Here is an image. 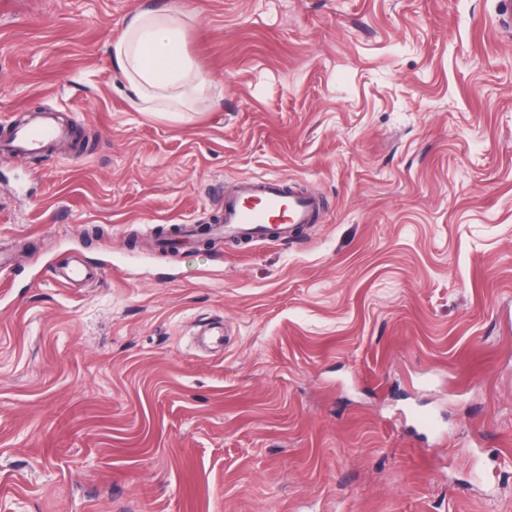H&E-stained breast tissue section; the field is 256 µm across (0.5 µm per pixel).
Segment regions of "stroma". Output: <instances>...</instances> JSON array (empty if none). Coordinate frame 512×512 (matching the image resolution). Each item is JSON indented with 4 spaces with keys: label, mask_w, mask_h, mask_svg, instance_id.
Listing matches in <instances>:
<instances>
[{
    "label": "stroma",
    "mask_w": 512,
    "mask_h": 512,
    "mask_svg": "<svg viewBox=\"0 0 512 512\" xmlns=\"http://www.w3.org/2000/svg\"><path fill=\"white\" fill-rule=\"evenodd\" d=\"M496 5L0 0V138L47 111L88 138L0 156V512H512ZM142 6L192 16V120L112 67ZM272 174L327 201L302 242L148 248Z\"/></svg>",
    "instance_id": "1"
}]
</instances>
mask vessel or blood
I'll use <instances>...</instances> for the list:
<instances>
[{"mask_svg": "<svg viewBox=\"0 0 512 512\" xmlns=\"http://www.w3.org/2000/svg\"><path fill=\"white\" fill-rule=\"evenodd\" d=\"M69 135V127L56 113L41 112L17 128L0 144V150L17 156L33 154L67 140ZM325 207L321 195L304 189L297 181L276 175L250 177L225 196L220 223L186 225L177 238L163 240L162 245L170 249L202 235L228 242H289L305 225L317 223Z\"/></svg>", "mask_w": 512, "mask_h": 512, "instance_id": "vessel-or-blood-1", "label": "vessel or blood"}]
</instances>
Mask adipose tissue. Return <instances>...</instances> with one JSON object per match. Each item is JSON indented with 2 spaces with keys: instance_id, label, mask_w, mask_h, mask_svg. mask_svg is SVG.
<instances>
[{
  "instance_id": "1",
  "label": "adipose tissue",
  "mask_w": 512,
  "mask_h": 512,
  "mask_svg": "<svg viewBox=\"0 0 512 512\" xmlns=\"http://www.w3.org/2000/svg\"><path fill=\"white\" fill-rule=\"evenodd\" d=\"M188 14L177 8H144L126 22L110 53L130 103L141 112L187 119L210 93L211 82L184 50Z\"/></svg>"
}]
</instances>
